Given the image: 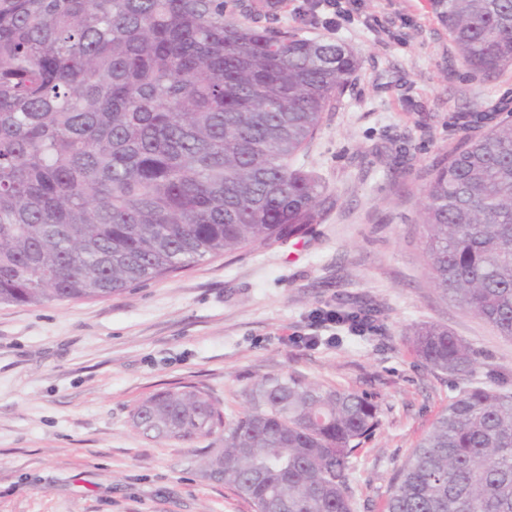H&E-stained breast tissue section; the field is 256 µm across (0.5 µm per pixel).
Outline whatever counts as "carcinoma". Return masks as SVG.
I'll use <instances>...</instances> for the list:
<instances>
[{
  "instance_id": "obj_1",
  "label": "carcinoma",
  "mask_w": 512,
  "mask_h": 512,
  "mask_svg": "<svg viewBox=\"0 0 512 512\" xmlns=\"http://www.w3.org/2000/svg\"><path fill=\"white\" fill-rule=\"evenodd\" d=\"M463 62L512 67V0H435ZM358 66L339 43L224 15V0H0V305L106 298L206 256L299 237L323 216L295 164ZM436 167L419 220L435 288L512 338V123ZM353 331L374 309H338ZM433 370L475 353L436 324L413 332ZM460 391L399 473L386 512H512V393ZM234 419L207 394L137 406L167 440L216 437L204 473L254 512H353L350 459L378 423L365 394L290 375Z\"/></svg>"
}]
</instances>
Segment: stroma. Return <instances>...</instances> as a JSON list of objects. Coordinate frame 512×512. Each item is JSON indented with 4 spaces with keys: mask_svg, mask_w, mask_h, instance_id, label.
Segmentation results:
<instances>
[{
    "mask_svg": "<svg viewBox=\"0 0 512 512\" xmlns=\"http://www.w3.org/2000/svg\"><path fill=\"white\" fill-rule=\"evenodd\" d=\"M224 0L226 11L340 43L359 66L299 158L324 215L299 238L205 257L104 299L0 305V512H254L204 478L207 445L146 436L138 404L195 385L225 417L273 375L372 396L379 425L354 453L355 512H384L396 471L485 369L512 392V340L433 287L419 209L432 170L466 133L457 117L512 115V68L472 72L433 0H357L334 30L304 0ZM382 309L378 328L299 341L310 315ZM434 323L478 354L473 378L425 367L409 338Z\"/></svg>",
    "mask_w": 512,
    "mask_h": 512,
    "instance_id": "stroma-1",
    "label": "stroma"
}]
</instances>
